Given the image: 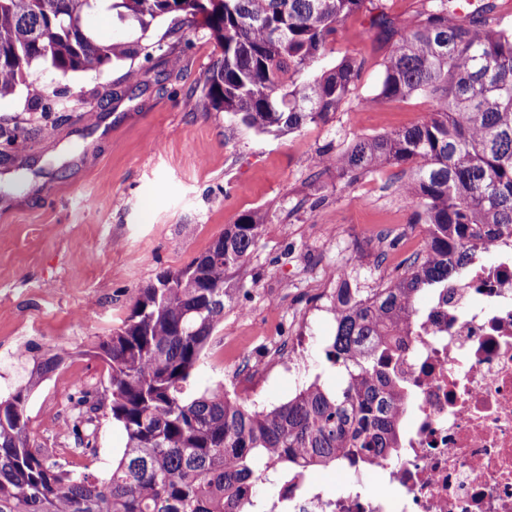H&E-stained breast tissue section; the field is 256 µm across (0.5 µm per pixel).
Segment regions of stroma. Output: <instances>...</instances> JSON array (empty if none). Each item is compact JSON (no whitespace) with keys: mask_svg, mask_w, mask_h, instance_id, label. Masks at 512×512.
Returning <instances> with one entry per match:
<instances>
[{"mask_svg":"<svg viewBox=\"0 0 512 512\" xmlns=\"http://www.w3.org/2000/svg\"><path fill=\"white\" fill-rule=\"evenodd\" d=\"M153 34L179 55L178 70L157 57L134 84L122 65L62 78L35 64L27 78L44 86L42 103L0 101V125L17 130L0 138V392L25 383L46 349L63 356L28 399L30 443L99 474L126 443L111 416L95 421L93 459L74 454L60 428L72 398L105 393V368L85 346L120 325L139 288L189 264L245 211L267 220L234 278L246 292L226 305L195 383L259 409L316 379L340 384L324 353L335 332L331 270L355 262V281L375 288L427 241L392 170L340 190L312 164L432 108L424 95L363 107L390 49L368 11L347 18L326 51L330 63L364 61L351 94L327 124L279 135L209 110L204 77L221 51L207 30L162 22ZM291 351L305 355L296 372L282 364Z\"/></svg>","mask_w":512,"mask_h":512,"instance_id":"35a3bbf8","label":"stroma"}]
</instances>
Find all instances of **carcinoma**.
I'll return each mask as SVG.
<instances>
[{"instance_id":"1","label":"carcinoma","mask_w":512,"mask_h":512,"mask_svg":"<svg viewBox=\"0 0 512 512\" xmlns=\"http://www.w3.org/2000/svg\"><path fill=\"white\" fill-rule=\"evenodd\" d=\"M373 0H0V100L43 89L26 80L35 63L66 77L109 65L180 59L148 32L153 24L205 26L221 58L204 79L211 108L259 134L325 123L350 94L364 62L325 69L330 40ZM428 0L399 26L382 10L371 25L393 38L375 93L364 105L427 93V116L390 134L358 139L313 165L349 187L395 167L392 184L422 224L427 245L378 288L342 282L331 296L335 333L326 358L344 376L333 390L315 379L288 402L251 409L223 387L197 392L194 377L236 271L263 226L249 210L200 256L140 288L129 315L85 353L102 359L109 396L78 398L71 426L83 456L94 457L90 413L108 406L126 435L105 474L69 470L30 446L26 402L59 369L49 349L29 379L0 396V512H264L258 487L306 471L392 459L403 406L388 369L418 310L419 296L463 277L477 244L512 235V29L488 21L495 4ZM102 13L113 33L97 38L84 19Z\"/></svg>"}]
</instances>
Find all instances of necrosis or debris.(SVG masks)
Instances as JSON below:
<instances>
[{
    "instance_id": "4bbe7bcc",
    "label": "necrosis or debris",
    "mask_w": 512,
    "mask_h": 512,
    "mask_svg": "<svg viewBox=\"0 0 512 512\" xmlns=\"http://www.w3.org/2000/svg\"><path fill=\"white\" fill-rule=\"evenodd\" d=\"M404 341L398 464L362 463L333 491L300 476L268 512H512V236L480 245Z\"/></svg>"
}]
</instances>
